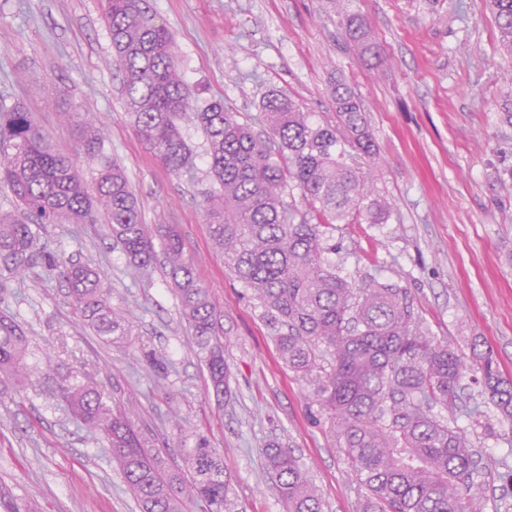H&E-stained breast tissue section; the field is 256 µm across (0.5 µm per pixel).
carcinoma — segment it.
Here are the masks:
<instances>
[{
	"label": "carcinoma",
	"mask_w": 512,
	"mask_h": 512,
	"mask_svg": "<svg viewBox=\"0 0 512 512\" xmlns=\"http://www.w3.org/2000/svg\"><path fill=\"white\" fill-rule=\"evenodd\" d=\"M489 4L501 45L512 52V0ZM329 6L345 47L366 63L379 59L369 25L352 0H329ZM105 14L127 114L169 174L178 177L190 165L181 122L203 129L215 184L203 217L213 248L265 309L288 368L318 380L317 395L354 481L366 490L362 512H482L480 498L470 494L476 451L453 414L477 412L457 404L461 380L474 370L496 410L512 420V380L502 377L490 354L474 351L468 363L448 339L422 331L407 288L373 280L356 289L324 258L327 230L354 217L382 224L388 211L382 202L361 210L368 188L350 150L372 161L377 152L357 94L334 80L338 122L332 125L270 90L259 103L265 133H257L223 100L201 101L200 92L191 91L171 33L144 16L141 0H105ZM63 117L77 123L95 164L89 180L52 149L23 103L0 99V183L8 184L18 207L15 214H0V287L41 264L65 284L67 304L94 335L130 336L133 318L112 304L102 272L47 250L41 230L61 221L103 219L122 252L142 269L155 260L158 240L212 390L218 398L228 395L221 312L185 257L178 232L171 224L143 223L124 169L106 155L104 132L88 114L74 109ZM293 189L312 205L318 223L288 202ZM27 345L23 327L1 314V382L19 385L32 373L25 363ZM59 396L105 439L139 512H185L188 503L224 512L230 491L224 459L204 438L195 435L192 444H182L183 467L173 469L135 426L134 411L114 405L86 368L69 371ZM437 407L451 417L436 414ZM265 455L266 476L283 512H323L319 490L289 449L272 442Z\"/></svg>",
	"instance_id": "obj_1"
}]
</instances>
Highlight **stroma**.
I'll use <instances>...</instances> for the list:
<instances>
[{
	"instance_id": "stroma-1",
	"label": "stroma",
	"mask_w": 512,
	"mask_h": 512,
	"mask_svg": "<svg viewBox=\"0 0 512 512\" xmlns=\"http://www.w3.org/2000/svg\"><path fill=\"white\" fill-rule=\"evenodd\" d=\"M104 0H0V97L22 100L53 146L80 170L88 164L62 117L78 107L107 136V154L126 171L148 224H172L222 313L230 398L217 400L195 339L168 284L163 260L131 266L107 225L48 224L50 251L99 268L113 305L132 311V336H92L68 307L65 287L34 268L9 289L0 312L28 336L36 372L22 387H0V485L37 512H139L104 439L59 398L61 375L97 368L118 403L139 407L154 447L179 462V434L204 435L224 456L229 512H282L265 475L264 450L291 448L319 489L324 512H361L331 418L312 378L280 358L265 310L225 268L203 221L212 186L206 137L182 124L192 168L165 170L135 134L113 63ZM167 27L190 88L224 99L259 125V102L279 90L321 120H335L330 87L342 78L359 96L377 149L357 165L371 198L385 202L383 224H339L327 258L353 286L371 280L408 288L430 335L464 357L491 352L512 379V124L502 110L512 57L498 43L485 0H354L370 23L382 62L371 69L338 40L326 0H144ZM167 362L157 375L145 359ZM461 395L475 416L455 424L478 452L474 477L483 512H512V421L502 420L474 373Z\"/></svg>"
}]
</instances>
